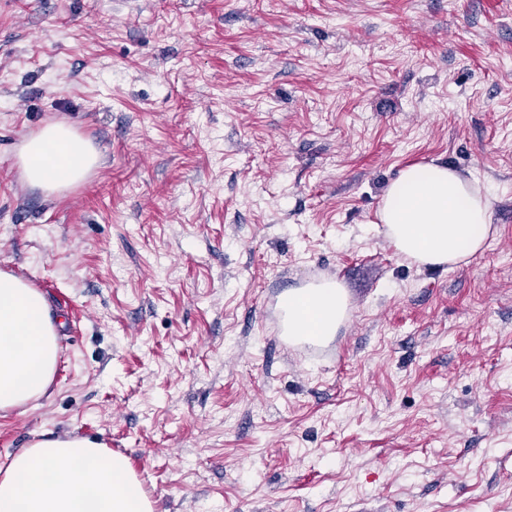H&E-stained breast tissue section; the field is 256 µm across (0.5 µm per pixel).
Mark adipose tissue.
<instances>
[{"label": "adipose tissue", "instance_id": "1", "mask_svg": "<svg viewBox=\"0 0 512 512\" xmlns=\"http://www.w3.org/2000/svg\"><path fill=\"white\" fill-rule=\"evenodd\" d=\"M19 162L27 183L56 194L82 183L98 154L72 125L54 122L25 139ZM391 245L419 265H459L482 250L492 229L491 200L477 183L443 164L406 167L376 211ZM347 296L335 283L288 293L293 334L335 335ZM55 324L44 295L0 273V411L44 395L56 371ZM0 512H154L128 459L83 438L34 442L0 468Z\"/></svg>", "mask_w": 512, "mask_h": 512}]
</instances>
